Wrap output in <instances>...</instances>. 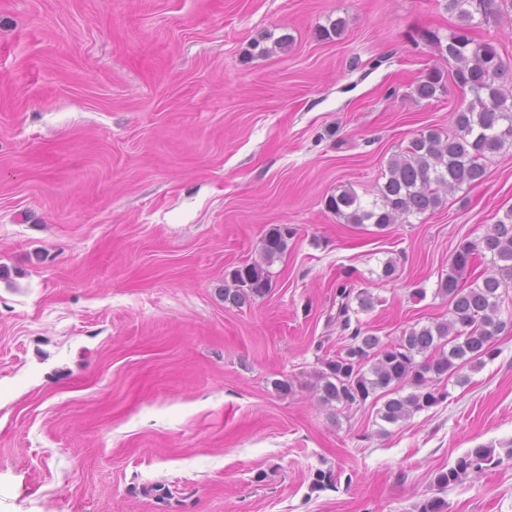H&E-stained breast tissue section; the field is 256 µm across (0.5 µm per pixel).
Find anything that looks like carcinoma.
<instances>
[{
    "mask_svg": "<svg viewBox=\"0 0 512 512\" xmlns=\"http://www.w3.org/2000/svg\"><path fill=\"white\" fill-rule=\"evenodd\" d=\"M471 5L484 16L500 10L497 0H448V10L458 17L445 45L448 59L454 62L452 78L473 95L466 107L454 113L455 132L443 137L429 130L413 138L389 161L388 178L370 206L362 205L352 190L331 197L328 209L347 223L370 222L383 229L402 217L433 211L443 203L440 191L481 182L486 155L512 142V95H505L499 85L508 67L493 42L473 38ZM442 78L439 71L429 72L415 88L418 97H434L443 87ZM287 238L288 227L271 229L261 240L264 263L234 269L232 285L224 289V300L243 304L264 296L271 280L263 264L285 252ZM486 255L491 256L498 275L487 276L480 284H462L464 275ZM507 279H512V208L482 238L458 245L437 288V294L448 299V318L413 326L393 343L362 329L358 313L374 307L369 292L356 293L341 285L336 292L340 298L336 323L341 331L349 332L348 344L336 357L322 360L317 378L323 401L351 407L380 390L388 396L380 418L390 424L442 402L447 397L439 388L443 379L454 376L463 385L468 378L459 375L461 370L473 369L482 365L484 358L496 355V338L506 326L501 306ZM354 299L358 301L356 309L352 307ZM406 386L412 391L400 394ZM496 463L495 446L481 444L468 449L447 470L436 472V495L418 502L414 512H448V502L441 494L461 484L469 474Z\"/></svg>",
    "mask_w": 512,
    "mask_h": 512,
    "instance_id": "carcinoma-1",
    "label": "carcinoma"
}]
</instances>
